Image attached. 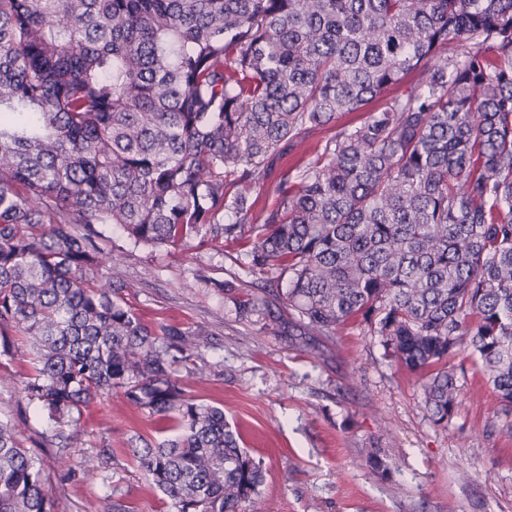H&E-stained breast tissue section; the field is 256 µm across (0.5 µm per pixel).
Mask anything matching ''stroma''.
Returning <instances> with one entry per match:
<instances>
[{"mask_svg":"<svg viewBox=\"0 0 512 512\" xmlns=\"http://www.w3.org/2000/svg\"><path fill=\"white\" fill-rule=\"evenodd\" d=\"M100 246L118 256L114 274L144 320L202 323L209 336L194 365L180 368L189 393L223 408L243 448L263 460L259 500L241 512H512V431L479 363L468 352L461 390L447 426L425 408L421 375L388 355L380 337L348 323L336 336H281L238 324L215 281H236L244 247L189 245L154 250L133 246L112 229ZM26 372L0 358V417L22 398ZM78 448L39 447L45 419L29 408L20 437L37 449L55 500L54 512H85L120 491L134 512H171L125 453L131 437L162 441L153 418L121 393L101 399L81 420ZM112 449L102 464V449ZM381 449L390 479L366 464Z\"/></svg>","mask_w":512,"mask_h":512,"instance_id":"35a3bbf8","label":"stroma"}]
</instances>
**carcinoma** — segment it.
Wrapping results in <instances>:
<instances>
[{
  "label": "carcinoma",
  "instance_id": "cac0c4a2",
  "mask_svg": "<svg viewBox=\"0 0 512 512\" xmlns=\"http://www.w3.org/2000/svg\"><path fill=\"white\" fill-rule=\"evenodd\" d=\"M377 101L359 121L337 122ZM278 200L260 191L316 131ZM135 245H249L244 326L330 338L350 321L447 426L469 349L512 416V0H0V356L63 447L119 391L177 431L127 449L174 512H240L264 463L177 366L202 324L145 322L101 259ZM0 512H53L0 420Z\"/></svg>",
  "mask_w": 512,
  "mask_h": 512
}]
</instances>
